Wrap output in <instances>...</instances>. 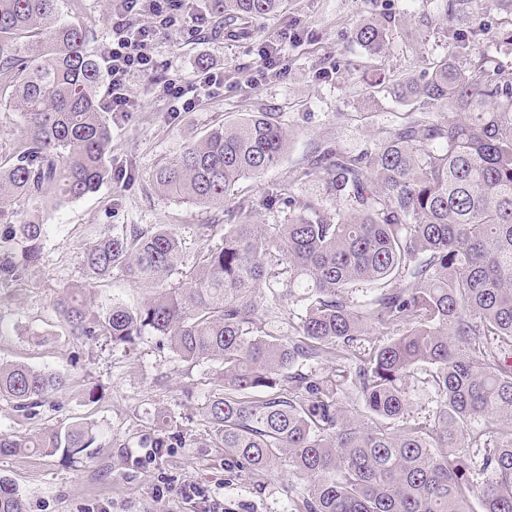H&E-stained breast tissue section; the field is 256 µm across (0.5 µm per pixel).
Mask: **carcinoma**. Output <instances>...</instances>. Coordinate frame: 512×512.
<instances>
[{"label": "carcinoma", "mask_w": 512, "mask_h": 512, "mask_svg": "<svg viewBox=\"0 0 512 512\" xmlns=\"http://www.w3.org/2000/svg\"><path fill=\"white\" fill-rule=\"evenodd\" d=\"M61 0H0V88L22 117L15 155L0 163V288L38 267L48 225L6 221L14 204L51 195L77 200L112 180L105 80L89 30L63 17ZM282 0H207L219 27L276 13ZM506 12L512 0H446L448 27L474 12ZM385 25L361 20L352 40L371 55ZM452 32L448 55L423 78L397 79L420 115L358 153L315 147L291 185L318 178L340 208L280 185L265 205L286 224H257L239 205L224 244L201 252L186 279L166 224L99 232L82 254L84 281L53 299L69 335L114 346L146 336L182 361L215 362L224 392L203 416L240 471L260 476L284 464L309 479L296 512H512V68L477 53ZM289 135L271 112H252L188 143L152 175L156 189L221 206L236 183L276 167ZM120 272L155 289L138 307L95 301V284ZM378 288L366 301L353 290ZM264 288L307 302L285 342L254 335L268 312ZM330 355L348 362L339 379L299 369ZM440 399L411 414V381ZM66 376L0 363V400L32 419ZM355 398L364 412L339 402ZM151 447L178 434L159 422ZM101 436L88 422H60L35 435L0 432V455L28 451L90 455ZM0 512H28L12 479L0 476Z\"/></svg>", "instance_id": "cac0c4a2"}]
</instances>
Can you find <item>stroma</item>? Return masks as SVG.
<instances>
[{"instance_id":"35a3bbf8","label":"stroma","mask_w":512,"mask_h":512,"mask_svg":"<svg viewBox=\"0 0 512 512\" xmlns=\"http://www.w3.org/2000/svg\"><path fill=\"white\" fill-rule=\"evenodd\" d=\"M445 0H286L282 12L249 23L244 32L216 31L205 22L196 36L158 35L150 54L158 78L188 82L201 66L224 71V88L191 112L171 111L159 89L139 74L128 76L125 91L133 111L110 113L112 165L128 170L132 180H112L95 193L57 206L44 204L48 226L44 262L8 288H0V315L11 320L0 336V362H24L67 374L68 385L37 418L16 416L0 401V431L33 434L59 421H83L104 432L107 442L91 456L62 459L26 452L0 456V474L12 478L28 512H91L111 502L114 512H186L181 500L159 502L156 485L205 486L222 512H291L289 498L305 482L278 468L256 477L231 470L215 444L199 407L204 397L223 392L218 364L177 359L151 336L132 346L105 341L82 343L67 336L53 308L66 284L83 279L81 256L97 231L111 224L144 228L167 224L183 244L173 280H181L205 247L221 246L224 227L233 223L239 203L253 206L261 224L287 223V207L268 209L262 200L269 186L287 185L318 143H332L358 153L375 144L416 112V103L395 98L388 84L402 74H427L448 53ZM70 23L88 27L91 51L107 58L112 46V0H63ZM388 24L385 54L372 58L351 39L361 19ZM484 27L477 49L498 64L512 66V48L495 41L508 25L506 16L486 13L470 19ZM275 46L271 70H255L263 47ZM250 112H274L290 134L288 152L277 167L259 178L241 180L221 207L184 202L158 192L154 170L178 156L183 146L206 132ZM272 314L262 316L261 334L288 336L289 323L305 312L304 303L274 301L262 294ZM95 390L96 402L85 394ZM167 415L181 444L163 449L152 463L134 467L130 459L145 455L157 434L159 415Z\"/></svg>"}]
</instances>
